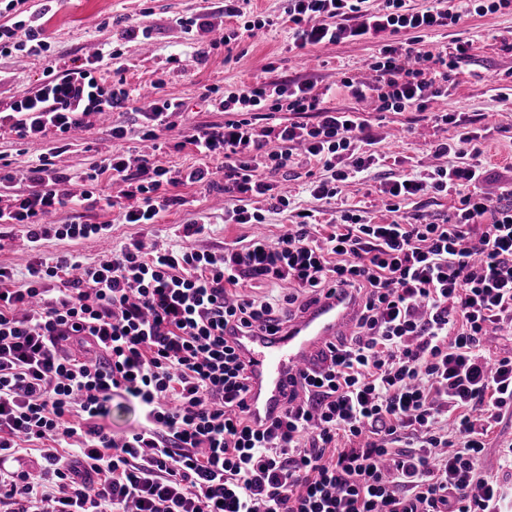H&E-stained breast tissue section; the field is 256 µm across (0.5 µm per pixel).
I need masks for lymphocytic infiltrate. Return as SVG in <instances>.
<instances>
[{
	"instance_id": "1",
	"label": "lymphocytic infiltrate",
	"mask_w": 512,
	"mask_h": 512,
	"mask_svg": "<svg viewBox=\"0 0 512 512\" xmlns=\"http://www.w3.org/2000/svg\"><path fill=\"white\" fill-rule=\"evenodd\" d=\"M6 0L0 55L45 58L41 20L52 0ZM512 12V0H288L289 51L373 40V76L341 85L380 112H430L473 40L431 53L425 36L470 14ZM122 52L51 62L35 91L0 107V132L40 145L25 173L0 154V224L23 226L34 261L24 277L0 266V512H507V493L482 467L494 425L512 412V355L491 357L490 329H512V189L486 197L484 137L455 112H430L453 134L443 164L381 182L390 218L341 204L346 184L384 158L362 113L330 107L312 79L255 80L211 97L221 124L185 135L198 158L172 171L155 154L129 162L107 152L83 180L121 182L119 200L72 194L60 143L101 114H135L144 141L161 139L185 101L129 87ZM113 77L105 79L103 66ZM285 120L256 130L255 112ZM313 121H305V113ZM304 155L306 189L334 209L292 210L276 239L256 236L214 253L134 239L94 264L41 257L45 240L108 234L109 223L45 216L73 205L119 208L125 223L154 224L176 205L169 187L224 176V221L262 224L267 173ZM423 195L455 196L439 222L408 217ZM274 285L277 302L254 294ZM343 293L358 302L350 335L316 355L318 372L286 395L268 422L248 416V365L231 339L283 332L285 311ZM137 407L138 427L114 437L102 424L114 399ZM44 449L37 474L7 470L20 443ZM73 449L72 457L62 449Z\"/></svg>"
}]
</instances>
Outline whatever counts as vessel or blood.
Listing matches in <instances>:
<instances>
[{
    "label": "vessel or blood",
    "instance_id": "1",
    "mask_svg": "<svg viewBox=\"0 0 512 512\" xmlns=\"http://www.w3.org/2000/svg\"><path fill=\"white\" fill-rule=\"evenodd\" d=\"M351 318V302L334 297L297 320L286 334H239L237 349L253 373L248 398L251 419L265 421L281 411L289 379L313 370L316 348L335 341Z\"/></svg>",
    "mask_w": 512,
    "mask_h": 512
}]
</instances>
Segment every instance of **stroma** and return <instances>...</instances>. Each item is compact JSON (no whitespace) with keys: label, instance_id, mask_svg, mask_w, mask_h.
I'll use <instances>...</instances> for the list:
<instances>
[{"label":"stroma","instance_id":"35a3bbf8","mask_svg":"<svg viewBox=\"0 0 512 512\" xmlns=\"http://www.w3.org/2000/svg\"><path fill=\"white\" fill-rule=\"evenodd\" d=\"M223 5L224 0H59L43 18L42 28L50 46V58H82L100 48H117L123 54L125 76L131 87L141 90L158 80L163 94L188 103L189 112L169 131L158 154L160 163L169 169L181 170L196 161L191 149L180 145L189 126L219 124L226 118L225 113L202 102V93L210 87L227 93L241 83L254 81L262 76L272 56L280 61L276 78L309 77L317 80L319 86L334 87L331 105L363 112L377 140V150L399 162L402 168L424 169L437 164L433 146L444 140L446 133L432 127L423 113L375 112L338 88L341 73H348L357 81L364 79L366 63L375 52L371 42L347 41L312 50L299 58L286 50L287 28L274 23L255 37L236 41L232 51L221 49L208 60L195 62L194 56L203 42L198 33L185 32L177 21L197 16L206 7L212 13L213 28H224ZM133 25L148 29L149 39L132 36L129 28ZM453 36L473 40V59L452 75L447 96L432 101L431 108L466 113L475 128L486 136L487 178L482 188L495 199L512 186V102L500 100L494 91L496 79L512 73V13L464 17L454 28ZM44 67V62L38 60L0 56V99L22 96L41 78ZM133 119L131 113L115 112L81 132L58 157L59 169L70 175L84 171L95 152L111 147L112 126L127 125ZM169 193L178 197L179 203L165 213L160 223L127 224L119 209L96 210L90 214L91 221L110 223V235L78 241L53 238L45 241L43 254L52 258L73 252L80 254L84 262L94 263L133 238L220 252L225 244L259 232L278 235L288 222L287 213L270 212L269 200L256 198L253 206L268 211L264 226L225 223L224 191L219 187L179 185L170 188ZM197 216L207 218L208 233L184 237L183 224ZM511 444L510 413L493 429L483 459L484 469L497 474L505 484L512 482V463L504 460L502 450Z\"/></svg>","mask_w":512,"mask_h":512}]
</instances>
